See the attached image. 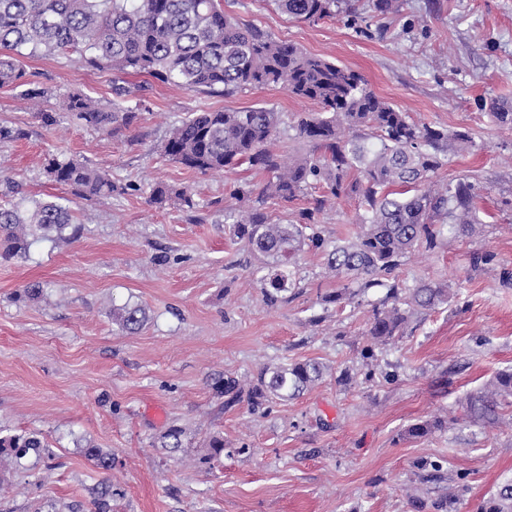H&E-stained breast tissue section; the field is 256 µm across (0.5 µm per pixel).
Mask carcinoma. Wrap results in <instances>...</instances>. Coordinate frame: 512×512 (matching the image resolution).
<instances>
[{"label": "carcinoma", "instance_id": "obj_1", "mask_svg": "<svg viewBox=\"0 0 512 512\" xmlns=\"http://www.w3.org/2000/svg\"><path fill=\"white\" fill-rule=\"evenodd\" d=\"M223 0H0V86L21 89L28 100L57 98L53 88L35 81L22 58L75 54L91 71L146 75L187 91L231 94L247 88L279 86L292 95L316 102L321 111L297 117L295 139L313 148L286 161L273 150L280 133V113L265 107L238 111L191 112L169 133L164 155L201 174L243 164L264 171L259 189L235 190L252 201L246 214L233 221V235L244 242L267 274L260 279L269 303L288 301L297 287L290 274L296 255L306 246L323 252L328 271L354 278L321 298L324 304L350 299L349 289H387L373 307L364 357L402 335L415 310L448 304V289L422 282L406 290L393 272L407 254L432 250L444 233L464 235L480 223L474 208L475 186L459 181L442 188L431 181L444 161L448 132L418 124L376 96L356 72L297 45L279 40L224 13ZM345 0H275L289 17L309 23L336 16ZM138 88L113 84V99L101 105L85 93L59 101V111L37 113L46 127L64 117L104 134L133 125L136 112L128 105ZM491 116L512 128V106L501 101ZM51 181L69 187L85 201L118 190L110 170L69 158L48 160ZM324 195L300 214L301 221L273 223L267 205L288 203L312 188ZM15 186L0 193V258H24L35 240L71 239L80 225L70 207L56 200L25 206L11 199ZM360 198L362 231L355 241L335 243L315 222L325 202L341 194ZM178 200L192 206L184 187L159 185L148 202L162 206ZM112 319L128 332L146 321L145 309L129 303L112 308ZM316 361H294L265 367L244 386L226 377L216 383L224 406L242 401L259 407L273 400L298 398L323 378ZM512 397V370L500 371L489 386L469 397L467 411L475 422H495L498 408ZM448 421L435 418L407 429L422 439L442 431ZM48 444L37 434H0V456L11 450L21 457ZM86 456L102 470L112 455L87 444ZM480 512H512V481L484 501Z\"/></svg>", "mask_w": 512, "mask_h": 512}]
</instances>
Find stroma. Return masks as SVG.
Returning <instances> with one entry per match:
<instances>
[{
  "instance_id": "stroma-1",
  "label": "stroma",
  "mask_w": 512,
  "mask_h": 512,
  "mask_svg": "<svg viewBox=\"0 0 512 512\" xmlns=\"http://www.w3.org/2000/svg\"><path fill=\"white\" fill-rule=\"evenodd\" d=\"M370 3L352 0V12L306 23L273 0H224L243 23L356 71L413 120L473 140L448 149L433 180L472 183L479 224L404 257L395 272L402 287L439 282L451 298L412 314L371 359L361 351L384 289L323 306L340 281L307 249L294 295L266 303L260 266L233 242L227 216L247 209L234 189L261 187L267 174L242 165L203 175L161 151L188 113L266 107L283 119L276 150L292 156V125L317 103L273 86L226 96L145 76L134 127L103 135L65 119L44 126L19 90L0 87V125L26 132L0 146V172L28 199L67 198L82 225L77 239L42 240L26 260H0V429L49 444L48 454L0 465L9 483L0 512H95L102 499L109 512H414L413 498L421 512H438L443 499L453 512H477L512 480V403L492 425L464 411L469 395L512 369V129L490 114L491 101H512V0H396L383 15ZM23 64L57 95L113 97L112 73L76 59ZM54 156L108 168L127 191L73 197L44 172ZM158 185L187 188L193 207L151 206ZM360 212L357 197L343 196L315 219L343 243L356 236ZM33 283L41 297L22 298ZM127 303L148 316L134 333L112 320ZM304 360L326 372L288 402L228 408L213 388L222 376L246 383L263 367ZM344 367L356 374L347 388L336 383ZM440 416L447 430L405 437L408 426ZM173 425L183 447H160ZM211 432L223 434L224 456L209 463ZM89 443L112 454V469L93 466ZM424 460L439 472L422 469Z\"/></svg>"
}]
</instances>
